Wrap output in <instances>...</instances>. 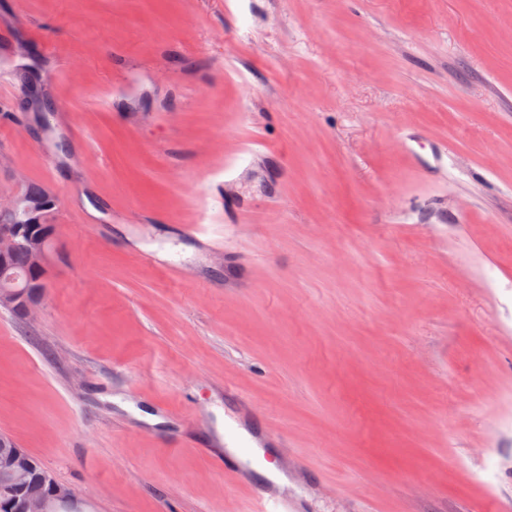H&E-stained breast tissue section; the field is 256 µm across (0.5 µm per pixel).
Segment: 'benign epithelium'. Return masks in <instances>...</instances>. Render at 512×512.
Instances as JSON below:
<instances>
[{"mask_svg":"<svg viewBox=\"0 0 512 512\" xmlns=\"http://www.w3.org/2000/svg\"><path fill=\"white\" fill-rule=\"evenodd\" d=\"M53 197L47 191L32 206L26 208L25 222L18 220L19 201L0 203V306L18 312L22 318L29 319L40 306L46 288L52 256V244L55 242L57 225L45 221V202ZM25 248L29 255L33 274L19 278L13 271L10 257L19 248ZM15 480L23 483L27 463L23 451L16 449L8 456ZM52 493L49 496L35 495L24 503L25 512H53V502L69 499L73 492L50 475H45Z\"/></svg>","mask_w":512,"mask_h":512,"instance_id":"7a95c632","label":"benign epithelium"}]
</instances>
